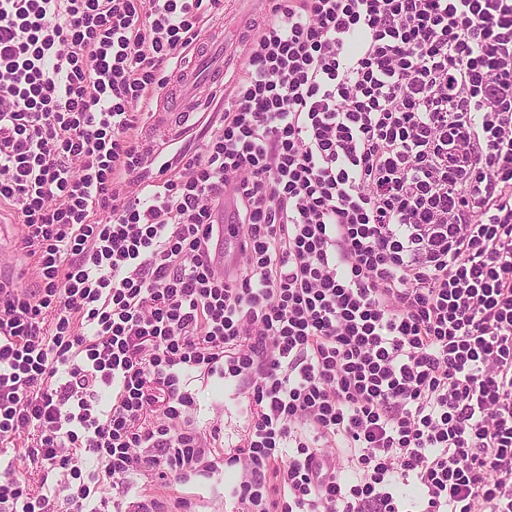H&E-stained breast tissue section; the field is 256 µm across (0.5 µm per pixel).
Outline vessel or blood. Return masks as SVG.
<instances>
[{
    "mask_svg": "<svg viewBox=\"0 0 512 512\" xmlns=\"http://www.w3.org/2000/svg\"><path fill=\"white\" fill-rule=\"evenodd\" d=\"M176 83L161 97L157 112L162 119L158 126L164 135L184 131L197 104L203 103L204 90L210 89L224 77V40L206 39L196 52L189 67L176 71Z\"/></svg>",
    "mask_w": 512,
    "mask_h": 512,
    "instance_id": "b4317fda",
    "label": "vessel or blood"
}]
</instances>
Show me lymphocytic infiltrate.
I'll return each mask as SVG.
<instances>
[{
	"mask_svg": "<svg viewBox=\"0 0 512 512\" xmlns=\"http://www.w3.org/2000/svg\"><path fill=\"white\" fill-rule=\"evenodd\" d=\"M222 4L0 0V212L38 278H0L32 470L0 462V512L221 466L240 512H512V0H273L220 127L165 156L133 132ZM191 370L247 394L230 449Z\"/></svg>",
	"mask_w": 512,
	"mask_h": 512,
	"instance_id": "obj_1",
	"label": "lymphocytic infiltrate"
}]
</instances>
